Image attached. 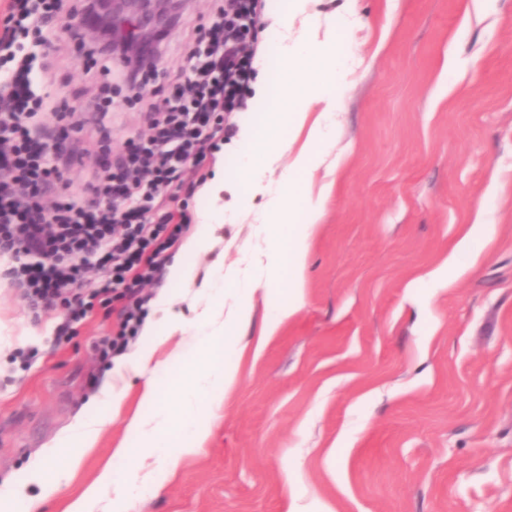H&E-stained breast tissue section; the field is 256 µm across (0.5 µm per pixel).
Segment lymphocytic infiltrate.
<instances>
[{
	"label": "lymphocytic infiltrate",
	"instance_id": "obj_1",
	"mask_svg": "<svg viewBox=\"0 0 512 512\" xmlns=\"http://www.w3.org/2000/svg\"><path fill=\"white\" fill-rule=\"evenodd\" d=\"M66 2L10 0L0 27V255L16 258L6 274L31 309H65L58 336L71 333L94 306L115 312L116 331L102 342L109 352L137 336L146 316L141 288L160 278L167 251L192 222L188 211L164 209L163 200L192 191L188 167H202L220 151L226 116L242 105L253 57L237 47L225 22L230 6L246 15L251 8L246 0H213L207 20L184 45L189 70L145 114L148 136L105 157L88 185L92 201L83 205L65 196L62 170L74 157L48 155L31 124L54 104L34 87L39 55L27 41L33 34L42 45L57 40L51 20ZM93 54L104 62L105 81L89 109L104 116L115 85L132 88L150 74L115 66L108 50ZM49 191L58 197L50 207L43 202ZM30 254L42 255V262H27ZM82 255L94 256L100 271L86 295L75 290L85 276L77 262Z\"/></svg>",
	"mask_w": 512,
	"mask_h": 512
}]
</instances>
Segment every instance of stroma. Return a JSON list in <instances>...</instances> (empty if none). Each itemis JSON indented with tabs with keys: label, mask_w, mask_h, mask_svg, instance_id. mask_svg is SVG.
Masks as SVG:
<instances>
[{
	"label": "stroma",
	"mask_w": 512,
	"mask_h": 512,
	"mask_svg": "<svg viewBox=\"0 0 512 512\" xmlns=\"http://www.w3.org/2000/svg\"><path fill=\"white\" fill-rule=\"evenodd\" d=\"M211 0H188L169 32L158 75L133 105L113 97L109 134L70 132L80 156L64 172L85 196L101 157L146 136L145 103L188 69V28ZM321 28L346 33L355 63L340 100L332 182L304 274V304L251 357L267 306L253 300L248 353L201 452L146 491L131 512H512V0H311ZM38 92L74 107L91 93L86 63L49 55ZM225 151L224 222L216 244L189 255L198 278L239 267L264 204L234 178ZM494 225L473 268L436 286L461 225ZM63 312L34 313L0 282V488L39 494L34 466H67L44 452L78 420L99 437L37 512H67L105 465L138 437L146 375L115 374L99 348L116 318L95 307L55 342ZM124 390L120 414L110 394Z\"/></svg>",
	"instance_id": "stroma-1"
}]
</instances>
